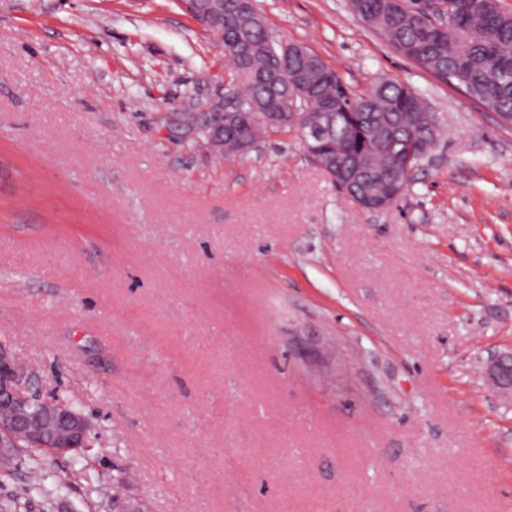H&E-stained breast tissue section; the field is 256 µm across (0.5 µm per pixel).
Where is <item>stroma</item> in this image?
Wrapping results in <instances>:
<instances>
[{
    "label": "stroma",
    "mask_w": 512,
    "mask_h": 512,
    "mask_svg": "<svg viewBox=\"0 0 512 512\" xmlns=\"http://www.w3.org/2000/svg\"><path fill=\"white\" fill-rule=\"evenodd\" d=\"M440 125L367 211L295 135L219 157L225 57L182 0H0V342L92 424L119 512H512V128L345 0H254ZM250 474L241 483V471ZM485 373L505 396H512V350L491 353L485 363Z\"/></svg>",
    "instance_id": "35a3bbf8"
}]
</instances>
